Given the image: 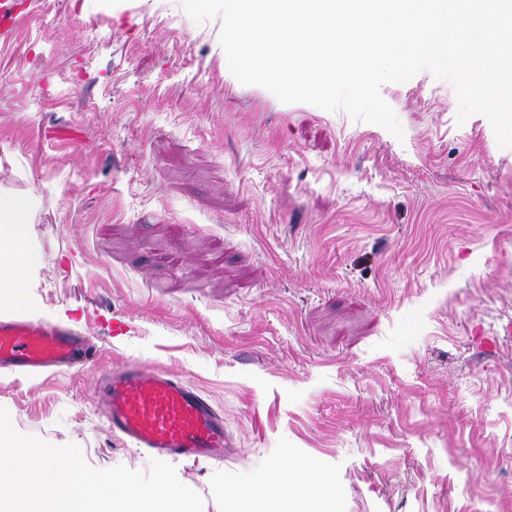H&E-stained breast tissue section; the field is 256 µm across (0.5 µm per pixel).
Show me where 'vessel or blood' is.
<instances>
[{"instance_id": "1", "label": "vessel or blood", "mask_w": 512, "mask_h": 512, "mask_svg": "<svg viewBox=\"0 0 512 512\" xmlns=\"http://www.w3.org/2000/svg\"><path fill=\"white\" fill-rule=\"evenodd\" d=\"M24 21L16 0H0V45ZM84 332L22 318L0 320V369L41 374L91 354ZM110 432L135 450L165 459L220 462L232 442L224 415L180 375L131 363L100 385Z\"/></svg>"}]
</instances>
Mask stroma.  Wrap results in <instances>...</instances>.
I'll list each match as a JSON object with an SVG mask.
<instances>
[{"mask_svg":"<svg viewBox=\"0 0 512 512\" xmlns=\"http://www.w3.org/2000/svg\"><path fill=\"white\" fill-rule=\"evenodd\" d=\"M16 2L0 196L42 260L29 321L66 312L94 354L0 369L14 428L148 469L96 399L137 363L224 413V463L176 464L203 512L286 449L334 479V512H512V147L489 120L458 122L427 71L381 89L400 139L282 103L181 0Z\"/></svg>","mask_w":512,"mask_h":512,"instance_id":"35a3bbf8","label":"stroma"}]
</instances>
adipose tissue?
<instances>
[{
	"instance_id": "adipose-tissue-1",
	"label": "adipose tissue",
	"mask_w": 512,
	"mask_h": 512,
	"mask_svg": "<svg viewBox=\"0 0 512 512\" xmlns=\"http://www.w3.org/2000/svg\"><path fill=\"white\" fill-rule=\"evenodd\" d=\"M22 212L16 201L0 199V304L25 310L40 258L29 244ZM331 488L318 460L285 454L256 478L225 487L224 512H323Z\"/></svg>"
}]
</instances>
